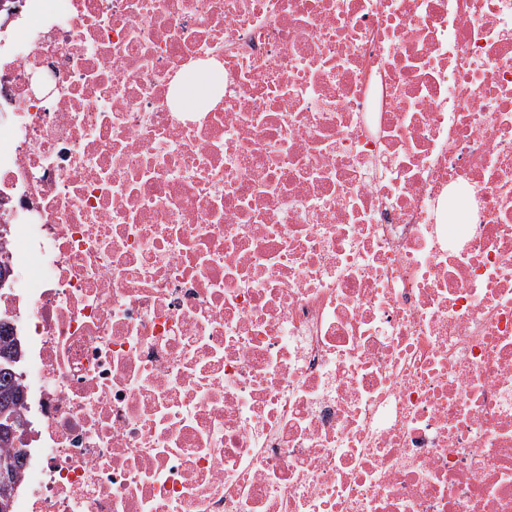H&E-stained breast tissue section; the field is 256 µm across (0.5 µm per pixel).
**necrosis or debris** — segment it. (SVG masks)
<instances>
[{"mask_svg": "<svg viewBox=\"0 0 512 512\" xmlns=\"http://www.w3.org/2000/svg\"><path fill=\"white\" fill-rule=\"evenodd\" d=\"M1 116L15 512H512V0H12ZM215 80L216 77L210 73L198 74L194 84L182 93L184 103L194 105L197 101L205 99L210 94Z\"/></svg>", "mask_w": 512, "mask_h": 512, "instance_id": "1", "label": "necrosis or debris"}]
</instances>
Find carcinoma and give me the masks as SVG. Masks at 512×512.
Returning <instances> with one entry per match:
<instances>
[{
    "label": "carcinoma",
    "mask_w": 512,
    "mask_h": 512,
    "mask_svg": "<svg viewBox=\"0 0 512 512\" xmlns=\"http://www.w3.org/2000/svg\"><path fill=\"white\" fill-rule=\"evenodd\" d=\"M18 357V344L13 327L0 322V448L10 447L23 423L18 411L24 404L21 385L14 375L12 363ZM22 453L0 459V512H10L13 490L19 479Z\"/></svg>",
    "instance_id": "cac0c4a2"
}]
</instances>
